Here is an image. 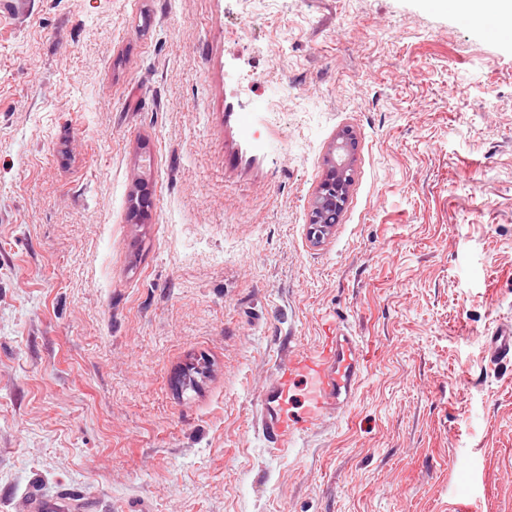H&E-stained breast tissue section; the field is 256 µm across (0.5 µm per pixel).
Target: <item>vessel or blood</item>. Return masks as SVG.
Listing matches in <instances>:
<instances>
[{"label":"vessel or blood","mask_w":512,"mask_h":512,"mask_svg":"<svg viewBox=\"0 0 512 512\" xmlns=\"http://www.w3.org/2000/svg\"><path fill=\"white\" fill-rule=\"evenodd\" d=\"M491 360H512V329L491 338ZM368 356L363 341L346 327L329 328L319 343L293 352L260 398L259 421L272 450L341 416L364 380Z\"/></svg>","instance_id":"obj_1"}]
</instances>
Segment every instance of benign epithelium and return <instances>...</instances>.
<instances>
[{"instance_id": "obj_1", "label": "benign epithelium", "mask_w": 512, "mask_h": 512, "mask_svg": "<svg viewBox=\"0 0 512 512\" xmlns=\"http://www.w3.org/2000/svg\"><path fill=\"white\" fill-rule=\"evenodd\" d=\"M352 158V138L343 131L325 157L326 177L311 205L307 233L316 243L331 233L344 210L352 183Z\"/></svg>"}]
</instances>
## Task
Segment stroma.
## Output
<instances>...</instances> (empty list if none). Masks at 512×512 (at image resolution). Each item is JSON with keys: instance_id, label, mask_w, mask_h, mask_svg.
Returning <instances> with one entry per match:
<instances>
[{"instance_id": "obj_1", "label": "stroma", "mask_w": 512, "mask_h": 512, "mask_svg": "<svg viewBox=\"0 0 512 512\" xmlns=\"http://www.w3.org/2000/svg\"><path fill=\"white\" fill-rule=\"evenodd\" d=\"M329 322L365 381L275 452L259 396ZM510 325L512 29L455 0L0 12V512H512ZM349 134L342 131L325 157L326 177L312 202L307 228L316 243L331 233L348 199L354 154ZM491 338L490 359L501 362L512 360V329L500 330Z\"/></svg>"}]
</instances>
